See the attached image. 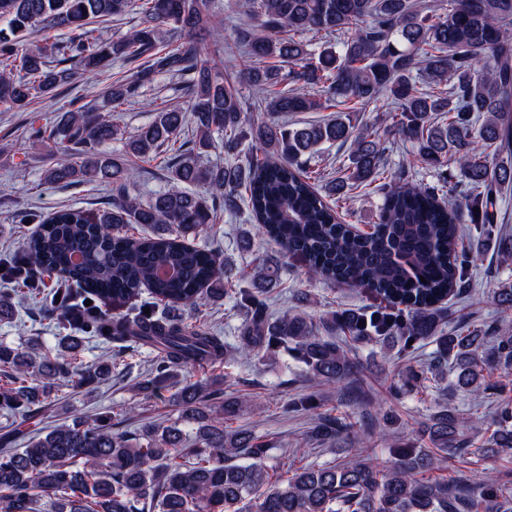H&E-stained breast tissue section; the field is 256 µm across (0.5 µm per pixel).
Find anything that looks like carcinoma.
Wrapping results in <instances>:
<instances>
[{
    "label": "carcinoma",
    "instance_id": "obj_1",
    "mask_svg": "<svg viewBox=\"0 0 512 512\" xmlns=\"http://www.w3.org/2000/svg\"><path fill=\"white\" fill-rule=\"evenodd\" d=\"M206 0H0V106L25 111L52 96L74 74H96L116 61L145 59L131 78L112 83L105 102L139 96L155 75L182 80L189 107L155 108L151 122L126 142L124 157L100 146L118 135L110 115L84 105L35 129L63 155L43 171L47 183H105L112 203L96 211L64 208L39 217L24 242L31 264L23 284L38 297L42 316L56 319L123 350L149 346L156 359L138 392L172 389L179 418L123 429L135 409L88 423L44 427L25 439L0 435V512H512V486L477 468L472 441L461 437L473 420L447 407L431 415L424 442L393 443L395 461L380 469L366 459L271 465L273 448L245 425L232 427L238 403L224 399L221 379H180L188 368L249 359L272 347L288 350L305 379L318 386L351 380L356 398L376 405L374 421L388 420L383 397L356 377L353 344L401 345L403 354L430 341L434 349L409 370L427 389L456 372L455 386L474 400L499 389L492 374L512 372V282H500L492 300L503 317L492 325L450 333L442 303L467 293L468 268L480 250L463 246L471 232H489L502 189L512 186V0H243L234 46L215 42L213 55L178 37L207 23ZM139 25L116 40L98 24L130 12ZM62 30V41L30 40ZM228 56L219 72L214 56ZM263 93L247 106L240 87ZM389 100V128L416 149L434 173L424 182L400 170L386 175L377 129L354 113ZM266 112L251 121L250 108ZM337 109L335 117L301 126L283 113ZM196 140L184 138L186 118ZM224 138V152L245 159L204 166L200 155ZM349 146L347 173L316 184L325 170L311 168L325 145ZM79 149L78 161L69 159ZM168 153L170 186L142 200L131 193L139 162ZM456 168L448 185L444 168ZM377 184L379 219L370 232L339 220L337 208L354 184ZM186 184L197 191L181 188ZM246 206L256 235L305 264L310 277L363 289L384 306L333 311L314 320L285 311L275 317L266 294L278 269L262 266L248 287H225L228 268L215 250L183 241L215 223L218 213ZM131 224L148 231L128 233ZM60 283L41 294L38 274ZM425 281H420V278ZM149 289L165 312L109 317L101 307L128 302ZM235 297L243 309L234 345L203 321L173 312ZM91 305H86V300ZM413 345H408V342ZM81 337L69 336L55 354H31L0 342V409L26 421L52 405L56 384L90 387L112 375V356L77 363ZM288 413L310 415L308 439L372 440L370 426L349 414L317 412L313 398L294 399ZM488 444L512 449V396L501 401ZM450 460L473 466L474 486L434 472Z\"/></svg>",
    "mask_w": 512,
    "mask_h": 512
}]
</instances>
